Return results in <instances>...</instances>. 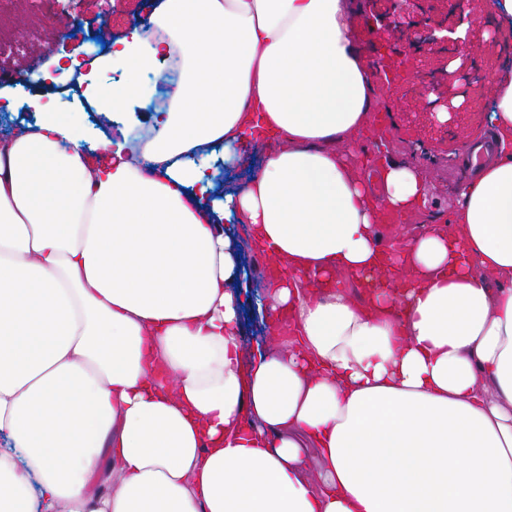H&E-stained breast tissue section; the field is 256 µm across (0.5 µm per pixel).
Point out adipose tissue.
I'll use <instances>...</instances> for the list:
<instances>
[{
  "instance_id": "1",
  "label": "adipose tissue",
  "mask_w": 512,
  "mask_h": 512,
  "mask_svg": "<svg viewBox=\"0 0 512 512\" xmlns=\"http://www.w3.org/2000/svg\"><path fill=\"white\" fill-rule=\"evenodd\" d=\"M353 5L158 0L85 90L118 138L42 106L0 139V512H512V72L448 223L381 250L425 179L351 162ZM233 221L278 270L248 364Z\"/></svg>"
}]
</instances>
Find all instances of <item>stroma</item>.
Here are the masks:
<instances>
[{"label": "stroma", "instance_id": "35a3bbf8", "mask_svg": "<svg viewBox=\"0 0 512 512\" xmlns=\"http://www.w3.org/2000/svg\"><path fill=\"white\" fill-rule=\"evenodd\" d=\"M352 17L357 45L374 64L371 82L378 107L358 142L361 156L381 157L418 168L427 177L428 202L403 223L380 228L382 236L411 235L424 224H442L456 206V186L465 178L463 147L488 126L490 85L512 69V26L488 9V0H358ZM152 0H0V66L11 82L0 85L13 103L0 105V120H34V102L66 110L85 106L84 81L103 85L112 73L73 71L82 59L81 33L109 20L117 40L152 11ZM79 35L60 40V28ZM440 26L438 43L408 42L412 31ZM245 278L237 284L243 307L240 342L244 362L263 347L267 327L257 298L268 279L264 258L253 252L243 225L234 227Z\"/></svg>", "mask_w": 512, "mask_h": 512}]
</instances>
